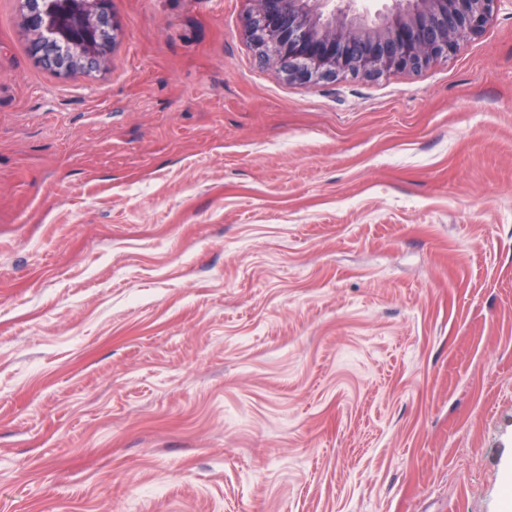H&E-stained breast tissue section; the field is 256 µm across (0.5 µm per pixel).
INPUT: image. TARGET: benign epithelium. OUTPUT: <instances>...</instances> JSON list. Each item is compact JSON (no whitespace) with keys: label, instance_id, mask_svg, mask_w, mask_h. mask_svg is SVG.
Here are the masks:
<instances>
[{"label":"benign epithelium","instance_id":"obj_1","mask_svg":"<svg viewBox=\"0 0 512 512\" xmlns=\"http://www.w3.org/2000/svg\"><path fill=\"white\" fill-rule=\"evenodd\" d=\"M244 35L290 81L343 76L378 78L419 70L445 58L484 27L497 0H398L375 21L341 11L327 0H250ZM28 27L39 33L31 56L63 77L103 66L114 29L108 0H22Z\"/></svg>","mask_w":512,"mask_h":512}]
</instances>
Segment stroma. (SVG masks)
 Returning a JSON list of instances; mask_svg holds the SVG:
<instances>
[{"label": "stroma", "mask_w": 512, "mask_h": 512, "mask_svg": "<svg viewBox=\"0 0 512 512\" xmlns=\"http://www.w3.org/2000/svg\"><path fill=\"white\" fill-rule=\"evenodd\" d=\"M250 0H0V512H512V0L301 84ZM108 0H23L28 27L39 33L31 56L46 69L63 77L87 73L103 66L112 53L114 31ZM57 37L69 46L58 50Z\"/></svg>", "instance_id": "obj_1"}]
</instances>
